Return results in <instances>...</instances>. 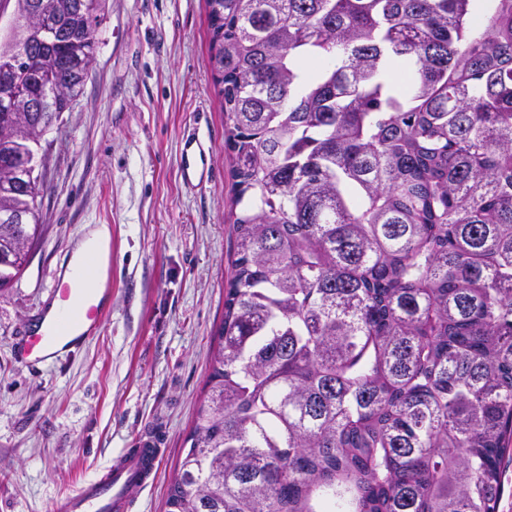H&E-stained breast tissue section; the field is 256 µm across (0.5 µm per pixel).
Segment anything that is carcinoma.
I'll list each match as a JSON object with an SVG mask.
<instances>
[{
  "mask_svg": "<svg viewBox=\"0 0 512 512\" xmlns=\"http://www.w3.org/2000/svg\"><path fill=\"white\" fill-rule=\"evenodd\" d=\"M0 291L101 0H0ZM235 260L164 512H496L512 445V0H206ZM21 210L29 220L9 219Z\"/></svg>",
  "mask_w": 512,
  "mask_h": 512,
  "instance_id": "1",
  "label": "carcinoma"
}]
</instances>
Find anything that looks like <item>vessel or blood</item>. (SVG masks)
<instances>
[{
    "label": "vessel or blood",
    "mask_w": 512,
    "mask_h": 512,
    "mask_svg": "<svg viewBox=\"0 0 512 512\" xmlns=\"http://www.w3.org/2000/svg\"><path fill=\"white\" fill-rule=\"evenodd\" d=\"M204 159L198 134L193 131L184 134L179 164L184 183L204 181ZM51 292L56 309L42 315L34 330L24 331L15 346L16 359L30 368L83 346L100 332L109 315L93 280L75 288L61 273L54 276ZM161 453L155 436L141 437L136 447L124 449L92 478L56 496L49 512H130L132 492L154 482Z\"/></svg>",
    "instance_id": "1"
}]
</instances>
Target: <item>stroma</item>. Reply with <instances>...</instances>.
<instances>
[{
  "mask_svg": "<svg viewBox=\"0 0 512 512\" xmlns=\"http://www.w3.org/2000/svg\"><path fill=\"white\" fill-rule=\"evenodd\" d=\"M98 39L82 95L46 135L41 237L0 291V512H48L149 432L164 451L132 512H164L224 317L234 180L206 0H102ZM191 130L213 163L200 188L178 173ZM91 224L112 228L110 316L72 356L22 366L12 344Z\"/></svg>",
  "mask_w": 512,
  "mask_h": 512,
  "instance_id": "obj_1",
  "label": "stroma"
}]
</instances>
